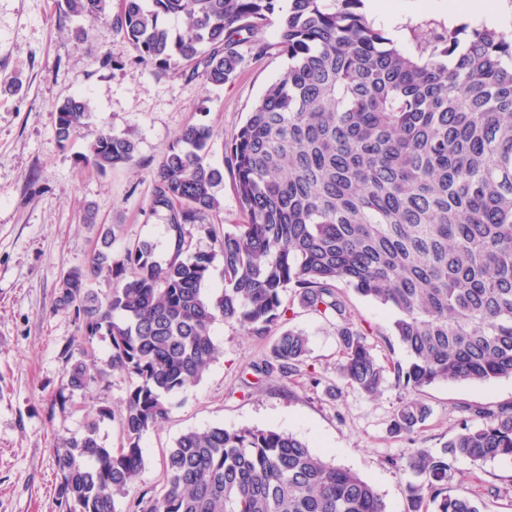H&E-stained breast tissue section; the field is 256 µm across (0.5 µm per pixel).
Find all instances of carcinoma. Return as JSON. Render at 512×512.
<instances>
[{
    "label": "carcinoma",
    "instance_id": "carcinoma-1",
    "mask_svg": "<svg viewBox=\"0 0 512 512\" xmlns=\"http://www.w3.org/2000/svg\"><path fill=\"white\" fill-rule=\"evenodd\" d=\"M74 16L107 19L158 71L180 61L222 87L243 61L241 46L272 27L288 66L225 147L207 161L213 129L191 122L165 149L149 209L164 216L169 258L140 241L112 259L102 248L68 271L57 307L81 324L80 358L64 389L82 394L105 369L88 346L107 338V367L130 380L125 445H101L97 420L56 448L58 496L67 512H121L144 468L141 440L215 361L216 322L263 337L285 321L292 293L336 322L337 377L368 396L390 383L405 394L390 433L409 437L428 407L413 395L439 381L512 378V34L484 25L420 34L413 56L368 21L364 0H65ZM83 97L57 108L61 143L88 124ZM137 144L101 130L82 155L101 171L131 162ZM244 215L217 233L224 169ZM213 241L192 250L187 227ZM224 288L208 290L215 257ZM112 280L102 295L94 282ZM345 285L394 310L392 334L405 363L382 364L353 319ZM307 337L279 334L250 366L258 380L302 373ZM441 452L408 448L388 459L407 475L406 512H481L449 486L453 463L512 458V404L471 409ZM166 482L141 512H386L357 474L313 453L293 434L256 427L191 429L165 460Z\"/></svg>",
    "mask_w": 512,
    "mask_h": 512
}]
</instances>
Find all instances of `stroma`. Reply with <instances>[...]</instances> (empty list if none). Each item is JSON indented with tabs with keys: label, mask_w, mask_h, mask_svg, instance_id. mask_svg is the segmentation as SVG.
Masks as SVG:
<instances>
[{
	"label": "stroma",
	"mask_w": 512,
	"mask_h": 512,
	"mask_svg": "<svg viewBox=\"0 0 512 512\" xmlns=\"http://www.w3.org/2000/svg\"><path fill=\"white\" fill-rule=\"evenodd\" d=\"M370 20L413 53L414 28L447 26L448 12L440 0H386ZM258 37L268 43L266 53L245 52L234 80L215 88L181 66L159 73L134 63L121 34L105 21L68 15L63 0H0V512H65L54 452L60 439L83 431L86 419L97 418L104 447L120 448L126 376L107 371L72 407L60 406L67 371L62 351L80 344L81 331L73 313L56 309L59 283L93 253L101 224L115 227L113 257L147 240L159 260L167 259L164 220L148 208L153 172L169 143L197 120L213 129L209 162L223 166L226 144L287 64L273 28ZM80 93L92 102L91 122L60 147L56 109ZM102 129L136 141L130 164L102 172L82 162ZM345 294L355 322L371 328L377 358L406 361L390 334L393 311L353 289ZM286 326L308 336L307 365L320 384L299 375L245 387L246 367L264 358L274 339L216 323L217 360L191 391L171 397L166 419L142 438L136 494L160 493L165 459L182 433L249 426L296 435L370 483L387 512H405L407 478L388 466V458L412 446L440 450L469 408L512 403L511 378L484 385L438 382L419 394L430 414L413 440L392 436L402 391L388 384L371 397L337 378L335 323L297 306ZM102 408L107 414L101 418ZM452 475L454 490L477 497L482 512H512V459H460Z\"/></svg>",
	"instance_id": "35a3bbf8"
}]
</instances>
